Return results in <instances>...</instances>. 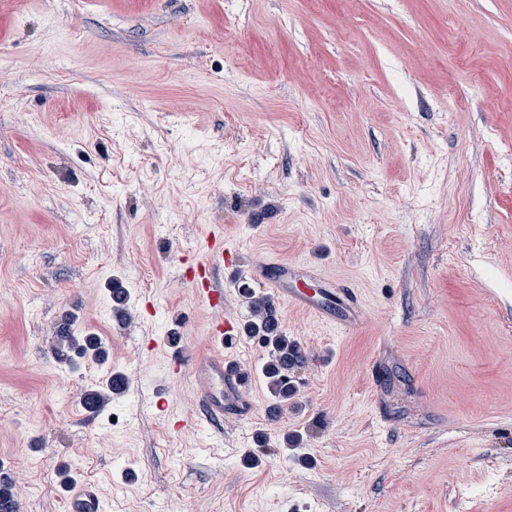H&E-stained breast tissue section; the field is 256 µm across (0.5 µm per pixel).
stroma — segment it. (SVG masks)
I'll use <instances>...</instances> for the list:
<instances>
[{"mask_svg": "<svg viewBox=\"0 0 512 512\" xmlns=\"http://www.w3.org/2000/svg\"><path fill=\"white\" fill-rule=\"evenodd\" d=\"M219 226L239 324L263 257L363 300L347 331L275 300V420L268 349L211 341L177 275ZM173 336L250 415L174 429ZM1 472L21 512L85 481L102 512H512V0H0ZM253 307L259 317L258 321L247 324L244 333L269 349L264 373L275 398L269 408V415L277 418L282 414L284 406H288V399L294 390L288 373L298 367L302 354L298 344L283 334L276 311L269 300L254 301Z\"/></svg>", "mask_w": 512, "mask_h": 512, "instance_id": "stroma-1", "label": "stroma"}]
</instances>
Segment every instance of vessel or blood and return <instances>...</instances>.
<instances>
[{"label": "vessel or blood", "mask_w": 512, "mask_h": 512, "mask_svg": "<svg viewBox=\"0 0 512 512\" xmlns=\"http://www.w3.org/2000/svg\"><path fill=\"white\" fill-rule=\"evenodd\" d=\"M235 263V255L224 248L223 232L211 230L199 236L193 254L182 259L179 276L204 305L220 312L226 302L224 271ZM255 272L273 288L276 297L320 319L329 318L337 326L352 328L363 317L361 304L352 289L323 287L308 291L313 278L306 269L266 259L256 266ZM168 375L188 379L197 407L195 416L177 420V427L200 421L216 428L225 420L242 416L251 407L246 395V376L223 355L204 353L189 360L182 352H173ZM68 512H101V502L92 485L69 488Z\"/></svg>", "instance_id": "1"}]
</instances>
